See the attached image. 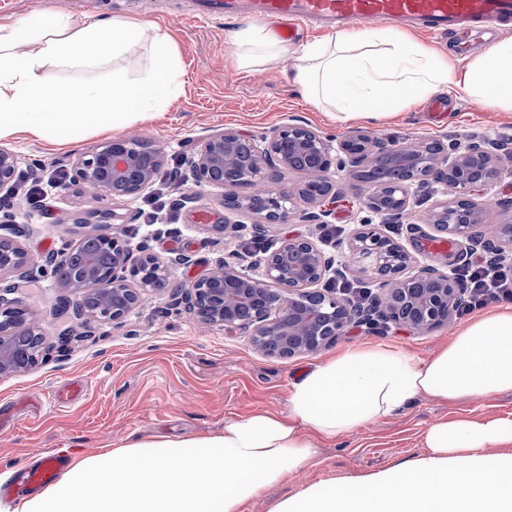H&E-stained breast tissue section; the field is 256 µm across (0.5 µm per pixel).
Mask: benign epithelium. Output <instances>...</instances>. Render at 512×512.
<instances>
[{"instance_id":"7a95c632","label":"benign epithelium","mask_w":512,"mask_h":512,"mask_svg":"<svg viewBox=\"0 0 512 512\" xmlns=\"http://www.w3.org/2000/svg\"><path fill=\"white\" fill-rule=\"evenodd\" d=\"M386 154L395 155L415 174L368 195L366 208L391 222L421 201V188L427 183L434 194L451 196V201L437 204L430 227L468 247L444 267H415L411 253L391 236L370 230L350 238L345 247L347 265L369 262L381 319L357 317L349 301L328 287L336 271L334 260L307 237L286 238L254 266L229 261L215 265L188 285L177 304L202 324L222 327L226 333H249L256 348L282 359L318 352L355 321L375 333L389 322L415 331L448 325L464 301L457 270L473 251L472 245L497 254L512 250V225L484 223L471 201L474 192L496 183L499 163L512 156L511 142L480 137L464 145L452 141L429 163L421 143H388L360 131L338 140L307 124L287 123L268 134L228 129L209 135L185 157V163L199 187H250V195L237 198L235 209L249 211L252 200H263L264 209L256 212V225L263 228L292 218L309 224L327 217L324 211L297 209L292 192L270 187L281 170L293 167L296 157L317 167V178L299 190L300 196L316 203L335 190L330 172H358ZM21 164L20 155L0 147V192L11 189ZM162 165L160 149L130 135L72 160V180L102 198L134 201L153 185ZM100 250L112 254L109 267L92 254L68 278L57 281L58 288L73 296L74 315L86 322L123 323L150 296L166 289L173 267L189 262L181 257L166 261L149 244L133 248L114 234ZM5 275L11 283L0 287V377L17 372L24 359L27 366H35L42 354V341L29 349L20 346L12 327L18 307L11 294L32 279L31 262L14 238L0 235V279Z\"/></svg>"}]
</instances>
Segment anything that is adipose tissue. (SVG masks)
I'll return each mask as SVG.
<instances>
[{"instance_id":"adipose-tissue-1","label":"adipose tissue","mask_w":512,"mask_h":512,"mask_svg":"<svg viewBox=\"0 0 512 512\" xmlns=\"http://www.w3.org/2000/svg\"><path fill=\"white\" fill-rule=\"evenodd\" d=\"M238 61L260 69L295 54L288 75L306 101L348 118H379L448 90L512 112V37L457 66L447 54L390 28L344 30L289 50L269 27L230 35ZM149 42L137 78L113 69L61 91L54 65L97 71ZM184 67L167 29L121 14L78 19L37 14L0 24V137L29 134L67 147L83 133L112 135L164 111L182 92ZM512 391V304L473 313L427 358L359 344L293 381L284 411L229 420L191 440H133L79 459L71 473L8 512H244L265 488L306 468L317 439L406 410ZM411 459L360 475L305 484L269 512H512V420L442 419Z\"/></svg>"}]
</instances>
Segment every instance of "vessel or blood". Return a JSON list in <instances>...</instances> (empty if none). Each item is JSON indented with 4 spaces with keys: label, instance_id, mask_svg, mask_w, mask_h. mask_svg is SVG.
<instances>
[{
    "label": "vessel or blood",
    "instance_id": "1",
    "mask_svg": "<svg viewBox=\"0 0 512 512\" xmlns=\"http://www.w3.org/2000/svg\"><path fill=\"white\" fill-rule=\"evenodd\" d=\"M199 18L276 24L284 38L301 26L345 28L400 21L429 35L512 19V0H201Z\"/></svg>",
    "mask_w": 512,
    "mask_h": 512
}]
</instances>
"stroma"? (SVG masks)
<instances>
[{"instance_id":"obj_1","label":"stroma","mask_w":512,"mask_h":512,"mask_svg":"<svg viewBox=\"0 0 512 512\" xmlns=\"http://www.w3.org/2000/svg\"><path fill=\"white\" fill-rule=\"evenodd\" d=\"M106 8L166 27L177 42L186 71L183 94L166 112L128 127L163 151L164 167L153 187L132 203L94 196L70 180L50 190L43 210L29 209L21 197L12 198L18 241L38 266L51 249L75 248L102 210L117 215L111 232L129 237L146 223L154 197L175 200L192 190L196 201L160 213L166 232L149 239L158 255L184 253L192 262L175 267L170 290L149 300L120 326L76 319L51 276H35L32 285L17 290L19 307L33 313V325L50 354L28 371L0 377V481L58 455H95L134 439L200 438L222 431L230 419L282 411L291 383L303 370L350 344H381L425 358L447 338L444 327L417 332L393 324L374 334L353 325L317 353L277 359L256 350L247 334L206 327L182 313L171 289L187 287L224 259L248 264L244 246L255 232L251 213L226 205L228 189L196 188L186 178L183 158L205 135L227 128L261 135L296 119L339 139L355 129L410 143H463L473 134L512 136V112L452 92L443 94L447 108L438 118L422 102L380 120L344 119L306 102L281 68L258 73L240 67L228 33L242 28V21L190 20L194 0H0V24L40 13L95 16ZM105 141V136L88 132L73 146L54 148L34 136L16 135L1 137L0 146L40 163L48 177L68 167L75 154ZM333 178L335 192L317 208L337 227V244L329 252L340 262L344 256L339 242L376 218L365 206L369 184L345 171L335 172ZM507 197L512 198V159L504 160L499 181L473 201L486 223L506 224L512 223V210L503 209L499 201ZM436 201V195L424 194L398 228L399 240L419 263L442 265L448 258L425 247L434 235L429 218ZM202 212L210 215L209 223H195ZM228 221L234 224L229 232L224 229ZM56 393L67 395L66 404L52 403ZM484 416L512 420V392L455 404L417 401L346 440L322 441L303 480L339 479L412 458L423 450L424 434L435 419Z\"/></svg>"}]
</instances>
